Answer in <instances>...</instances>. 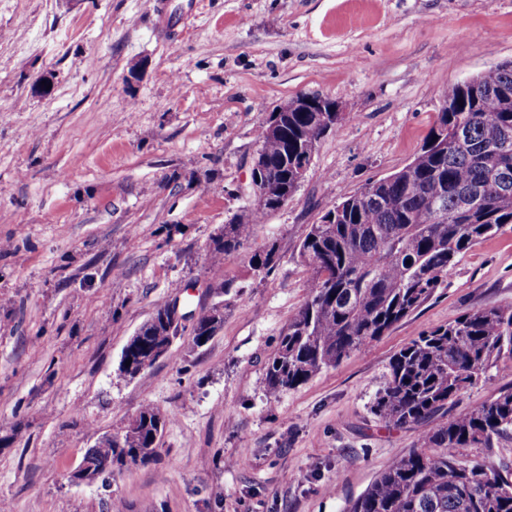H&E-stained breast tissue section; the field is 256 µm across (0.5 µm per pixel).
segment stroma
Listing matches in <instances>:
<instances>
[{
    "label": "stroma",
    "instance_id": "obj_1",
    "mask_svg": "<svg viewBox=\"0 0 512 512\" xmlns=\"http://www.w3.org/2000/svg\"><path fill=\"white\" fill-rule=\"evenodd\" d=\"M172 35L149 0H0V506L6 512H347L412 448L372 406L394 353L465 311L512 305V224L447 287L338 367L262 380L309 271L308 225L419 152L449 84L512 60V0H196ZM317 93L347 120L249 241L206 251L251 199L257 134ZM277 247L268 273L250 257ZM224 322L194 348L190 315ZM182 331L120 376L157 305ZM146 404L158 455L110 487L69 475ZM236 465H229V458Z\"/></svg>",
    "mask_w": 512,
    "mask_h": 512
}]
</instances>
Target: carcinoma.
<instances>
[{
    "label": "carcinoma",
    "instance_id": "cac0c4a2",
    "mask_svg": "<svg viewBox=\"0 0 512 512\" xmlns=\"http://www.w3.org/2000/svg\"><path fill=\"white\" fill-rule=\"evenodd\" d=\"M313 112H283L280 132H258L265 203H251L213 240L217 266L305 180V147L346 119L313 121ZM512 224V61L448 85L420 151L397 172L355 191L308 225L298 255L309 268L304 303L288 320L269 360L263 389L296 388L383 336L448 282L458 257ZM272 246L250 257L271 271ZM223 311L214 304L191 330L199 347L215 335ZM180 335L168 305L159 306L124 348L120 375L151 367ZM512 362V306L473 309L425 331L396 352L373 404L387 423L418 429L416 446L396 456L348 512H512V478L470 460L512 433V384L453 418L448 407L474 383ZM165 416L147 404L120 431L89 449L78 468L106 482L157 454Z\"/></svg>",
    "mask_w": 512,
    "mask_h": 512
}]
</instances>
